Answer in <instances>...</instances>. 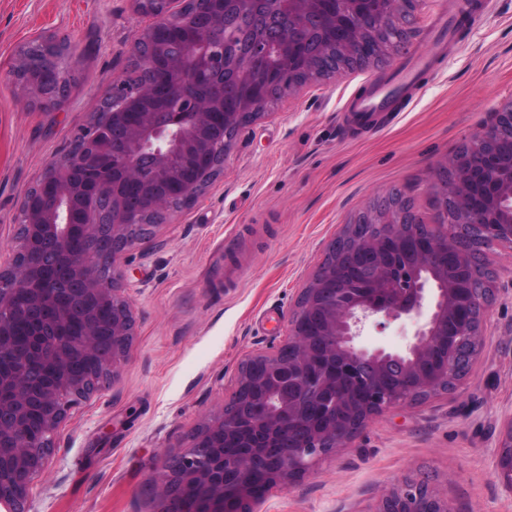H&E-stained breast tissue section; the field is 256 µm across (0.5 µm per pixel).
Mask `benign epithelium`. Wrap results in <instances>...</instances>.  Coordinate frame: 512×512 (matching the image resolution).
Masks as SVG:
<instances>
[{
    "label": "benign epithelium",
    "mask_w": 512,
    "mask_h": 512,
    "mask_svg": "<svg viewBox=\"0 0 512 512\" xmlns=\"http://www.w3.org/2000/svg\"><path fill=\"white\" fill-rule=\"evenodd\" d=\"M146 7L153 18L142 37L141 66L155 68L159 46L177 73L173 86L131 83L119 75L95 119L74 145L45 169L21 202L19 245L0 266V512H30L36 480L49 468L54 437L103 379L117 380L135 336L133 303L123 287L121 254L144 230L134 224L140 194L150 185V212L174 215L170 189L197 199L212 179L206 162L218 137L257 116L271 95L319 69L336 29L345 32L339 55L353 64L371 60L373 21H387L407 0H187L191 9ZM240 22L231 58L214 32ZM12 70L17 94L54 107L70 77V46L53 37L32 40ZM224 80L201 94L215 67ZM175 99L174 112L126 111L131 99ZM227 99L241 100L235 110ZM477 157L455 152L431 185L444 208L460 216L448 227L420 231L403 217L377 234L375 225L396 197L342 227L302 289L288 319V335L270 352L239 366L233 395L210 414L188 449L164 454L149 477L161 512H252L261 491L293 484L318 459L338 452L375 416L461 382L457 375L480 356L482 319L491 305L493 276L482 249L512 245V104L490 114ZM403 268L387 262L388 245ZM371 266L365 287L336 279V269ZM417 327L401 352L360 344L367 324L379 329L402 317ZM25 331L28 342L16 336ZM460 336L435 374L419 366ZM335 364L327 374L318 360ZM371 386L358 388L364 370ZM499 476L512 490V418L498 444ZM375 512H456L424 483L387 491Z\"/></svg>",
    "instance_id": "7a95c632"
}]
</instances>
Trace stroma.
<instances>
[{
  "label": "stroma",
  "instance_id": "1",
  "mask_svg": "<svg viewBox=\"0 0 512 512\" xmlns=\"http://www.w3.org/2000/svg\"><path fill=\"white\" fill-rule=\"evenodd\" d=\"M448 12L473 21L441 41L433 25ZM393 21L407 37L385 61L265 106L194 204L123 252L137 334L119 379L57 432L32 512H160L149 481L158 458L186 449L229 396L244 358L285 340L300 292L342 225L397 190L431 222L439 169L494 107L512 101V0H416ZM148 24L134 0H0L1 263L23 197L93 119ZM39 35L71 46L74 81L50 110L19 98L10 72ZM421 52L431 69L386 111L362 120L347 112ZM482 258L497 295L483 319L484 349L461 383L374 417L299 482L272 488L254 512H374L383 493L408 480L457 512H512L497 468L512 419V246L493 245Z\"/></svg>",
  "mask_w": 512,
  "mask_h": 512
}]
</instances>
